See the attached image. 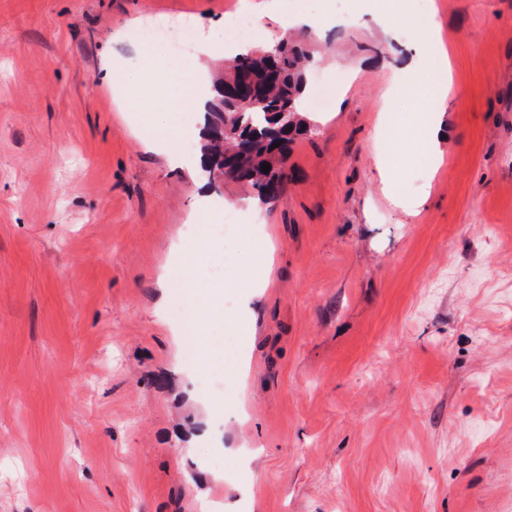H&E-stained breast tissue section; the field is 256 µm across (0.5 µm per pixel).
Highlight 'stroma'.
Listing matches in <instances>:
<instances>
[{
    "mask_svg": "<svg viewBox=\"0 0 512 512\" xmlns=\"http://www.w3.org/2000/svg\"><path fill=\"white\" fill-rule=\"evenodd\" d=\"M242 2L0 0V512H512V0H386L396 41L373 0H281L342 17L296 33L338 91L251 211L205 184L183 121L113 100L171 97L200 61L160 42L142 63L149 16L202 44ZM429 4L444 96L404 67ZM423 112L448 131L431 176ZM389 127L397 187L428 189L411 215L382 190ZM228 211L217 280L222 251L177 244ZM183 271L224 292L191 351ZM221 335L242 372L201 388ZM177 29L181 31V38L189 40L191 37V27L187 21H172L165 18L151 17L147 29L139 30L134 36L144 42H155L161 36L170 30ZM213 234L224 240V274L234 264L236 258V246L238 238V224L234 223L231 216L225 217L224 224H214Z\"/></svg>",
    "mask_w": 512,
    "mask_h": 512,
    "instance_id": "obj_1",
    "label": "stroma"
}]
</instances>
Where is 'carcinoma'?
<instances>
[{"mask_svg":"<svg viewBox=\"0 0 512 512\" xmlns=\"http://www.w3.org/2000/svg\"><path fill=\"white\" fill-rule=\"evenodd\" d=\"M266 49L274 57L249 47L212 70L213 99L205 104L207 139L201 146L204 168L226 167L229 178L248 186L262 204L278 197L272 187L287 176L291 145L314 128L300 109L311 52L288 37ZM278 133L287 139L275 153L268 141ZM264 162L271 166L266 173Z\"/></svg>","mask_w":512,"mask_h":512,"instance_id":"carcinoma-1","label":"carcinoma"}]
</instances>
